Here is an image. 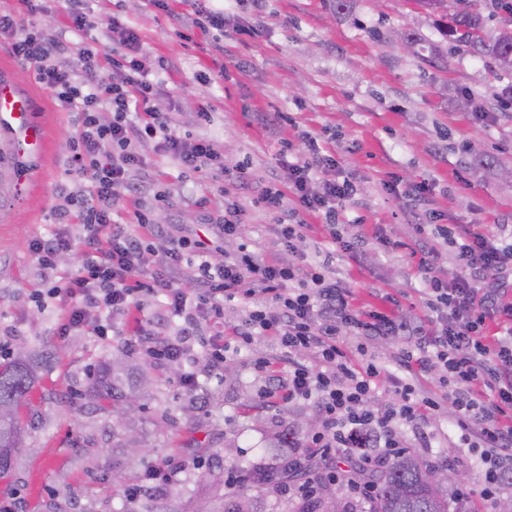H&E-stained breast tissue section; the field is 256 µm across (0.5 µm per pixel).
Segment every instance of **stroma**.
Segmentation results:
<instances>
[{
    "label": "stroma",
    "mask_w": 512,
    "mask_h": 512,
    "mask_svg": "<svg viewBox=\"0 0 512 512\" xmlns=\"http://www.w3.org/2000/svg\"><path fill=\"white\" fill-rule=\"evenodd\" d=\"M160 9L149 0H91L85 31H75L64 0H49L45 12L28 13L24 0H0V10L23 15L26 22L47 29L66 43L74 68H81L78 50L87 46L115 57L124 46L107 28L119 20L140 36L139 59L159 70L156 99L171 117L172 128L193 139H205L230 165L248 167L249 190L222 192L218 177L181 167L171 155L143 143L142 169L130 179L140 194L123 202L116 215L130 231L140 233L135 211H147L153 223L172 236L191 241L209 238L216 260L237 252L240 244L266 259L317 267L347 288L356 306L369 309L398 305L399 314L417 322L427 309L415 276L416 218L405 196L413 185L429 189V207L442 224L512 225V115L501 108V82L474 58L454 53L447 64L428 65L405 52L390 31L411 29L426 41L438 40L432 18L404 0H360L355 15L336 16L325 0H228L223 29H193L188 39L177 32L190 7L186 0H166ZM382 39H373L370 29ZM210 75L207 84L198 74ZM0 77L9 80L32 107L33 122L43 146L12 140L21 166L10 191L0 202V337L12 347L58 348L60 359L21 406L25 469L0 481V492H16L26 512H48L57 503L62 512H131L124 496L112 492V462L122 449L113 433L112 413L87 404L75 413L53 407L58 392L82 390L89 367L107 353L124 354L153 377L150 398L138 411L135 436L144 457L123 472V482H140L157 458L178 466L176 479L153 491L156 512H204L210 489L201 477L224 480L230 465L255 467L274 463L281 449L275 436L315 431L320 420L313 407L295 402L263 408L256 404L262 384L253 369L265 358L287 368L288 361L271 336L229 351L222 369L209 363V344L220 326L240 324L245 310L231 302L222 325L200 322L183 336L184 322L168 321L165 338L185 339L186 359L177 364L145 356L137 340L139 322L163 311V297H148L138 317H115L112 336L101 339L84 331L61 338L55 329L66 312L59 299L35 303L49 281L64 282L77 268L75 253L60 254L53 279L31 255L29 244L60 231L79 236L80 202L89 182L71 170L75 135L68 112L40 84L31 66L0 50ZM315 136L336 156L335 171L315 174V184L349 179L353 193L341 207V234L363 236L358 253L334 250L315 228V216L300 242L298 255L281 251L270 214L258 201L268 181L288 187V166L303 159V139ZM496 166H484L486 157ZM240 205L244 227L239 238H225L221 217L225 197ZM68 208L69 224L55 219ZM396 241L385 248L383 239ZM196 375L198 386H179L180 375ZM405 449L427 462H444L459 480L447 484L453 512H489L478 484L477 457L446 415L426 418L400 429Z\"/></svg>",
    "instance_id": "35a3bbf8"
}]
</instances>
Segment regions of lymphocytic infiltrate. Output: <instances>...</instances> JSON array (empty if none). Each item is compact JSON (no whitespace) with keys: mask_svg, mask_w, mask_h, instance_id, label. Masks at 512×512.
Here are the masks:
<instances>
[{"mask_svg":"<svg viewBox=\"0 0 512 512\" xmlns=\"http://www.w3.org/2000/svg\"><path fill=\"white\" fill-rule=\"evenodd\" d=\"M0 39L13 57L35 68L38 82L51 91L58 105L74 114L72 164L78 175L90 181L80 211V239H36L30 244L31 253L49 273L60 251L79 253L77 271L47 290L67 307L58 335L76 330L108 335L113 315L140 311L139 299L144 295L164 294L165 317L191 322L221 317L225 303L239 302L246 316L230 339L214 340L213 368L223 367L231 345L250 344L256 336L275 337L288 360V372L280 374L269 360L255 361V370L265 380L258 402L275 406L307 401L320 418L319 429L307 436L306 443L321 450L325 466L289 486V493L311 498L324 485L344 482L354 496L366 499L370 488L338 469L337 456L380 448L384 459H391L402 447L401 427L444 409L463 437L480 448L482 493L488 499L496 497L512 474V336L492 339L485 329L490 319L512 324V301L505 298L512 288V243L504 241L506 225L488 230L435 223L425 188L412 191L409 203L423 217L417 234L455 244L453 260L460 272L456 281H449L435 264L434 250L424 249L419 272L425 304L434 316L431 329L389 310L355 307L347 289L314 269L303 273L293 265L243 251L216 262L209 242L174 237L161 253H154L150 238L160 229L146 213L135 214L145 230L141 236L113 218L121 200L140 191L129 179L130 172L143 165L138 142L154 141L184 168L212 171L240 188L251 184V173L238 165L226 166L210 141L184 138L171 128L166 112L155 103L158 82L137 57L124 54L113 59L115 76L102 81L97 77L99 51L82 48L83 71L75 73L61 39L29 25L23 17L0 12ZM104 111L112 114L106 125L100 121ZM304 148L303 163L288 167L287 190L268 187L261 195L264 207L274 215L278 242L282 249L296 251L307 229L299 220L305 213L322 219L333 246L354 254L356 243L344 240L336 224V205L351 195V184L331 180L313 189V174L334 168L336 158L322 152L311 136L305 138ZM289 194L296 202L292 209L284 201ZM189 251L198 260L199 276L194 288L185 289L175 285L173 274ZM348 331L366 343L404 339L393 358L396 399L388 408L370 404L383 365L371 359L352 364L343 348ZM304 354L309 357L305 363L300 360ZM435 367L443 372L440 384L447 396L421 391L415 384L419 374Z\"/></svg>","mask_w":512,"mask_h":512,"instance_id":"obj_1","label":"lymphocytic infiltrate"}]
</instances>
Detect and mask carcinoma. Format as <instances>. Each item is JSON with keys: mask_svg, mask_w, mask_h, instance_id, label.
I'll use <instances>...</instances> for the list:
<instances>
[{"mask_svg": "<svg viewBox=\"0 0 512 512\" xmlns=\"http://www.w3.org/2000/svg\"><path fill=\"white\" fill-rule=\"evenodd\" d=\"M415 9L439 17L441 40L427 46L429 58L442 60L448 49L462 52L484 63L493 77L512 75V0H405ZM59 358L56 351L22 348L0 359V478L25 465L18 408L26 402L41 371ZM151 378L146 370L109 356L88 374L85 390L94 392L109 407L132 396L147 397ZM446 466L423 462L402 451L383 471H363L361 481L375 485L368 512H449L441 487L427 482L430 471ZM253 482L278 486L298 477L288 461L274 469L258 468ZM211 512H263L253 499L219 497ZM292 512H347L336 502L295 503Z\"/></svg>", "mask_w": 512, "mask_h": 512, "instance_id": "carcinoma-1", "label": "carcinoma"}]
</instances>
